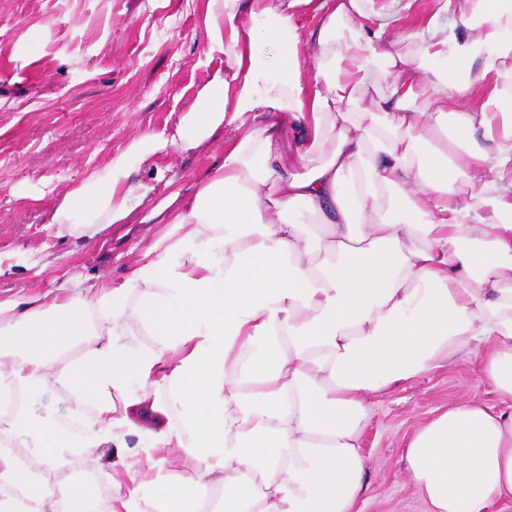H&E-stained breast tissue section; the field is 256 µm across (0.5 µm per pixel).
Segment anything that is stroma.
<instances>
[{"mask_svg": "<svg viewBox=\"0 0 512 512\" xmlns=\"http://www.w3.org/2000/svg\"><path fill=\"white\" fill-rule=\"evenodd\" d=\"M209 0H0V299L58 297L63 284L102 277L120 284L128 265L165 230L116 224L89 241L60 238L52 216L64 195L102 171L138 134L172 133L200 90L226 65L210 50ZM224 155L170 146L138 165L133 181L153 185L147 213L170 184L189 187ZM498 396L477 363L399 382L371 397L363 452L370 467L360 512H426L409 482L405 445L432 411L462 395ZM86 448L56 473L61 486L93 482L116 494Z\"/></svg>", "mask_w": 512, "mask_h": 512, "instance_id": "1", "label": "stroma"}]
</instances>
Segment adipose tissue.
Instances as JSON below:
<instances>
[{"label":"adipose tissue","mask_w":512,"mask_h":512,"mask_svg":"<svg viewBox=\"0 0 512 512\" xmlns=\"http://www.w3.org/2000/svg\"><path fill=\"white\" fill-rule=\"evenodd\" d=\"M412 2L210 0L228 68L174 134L136 136L93 174L104 193L68 191L56 234L134 223L149 189L132 173L157 150H201L231 126L223 159L150 210L166 231L120 285L0 301V512H123L92 483L35 480L13 451L50 472L75 448L124 455L135 433L187 473L153 474L141 512H358L370 394L475 361L512 403V9L437 0L400 26ZM304 6L319 19L306 56ZM60 387L89 411L80 432L9 407ZM405 461L427 512H502L512 411L462 397Z\"/></svg>","instance_id":"1"}]
</instances>
